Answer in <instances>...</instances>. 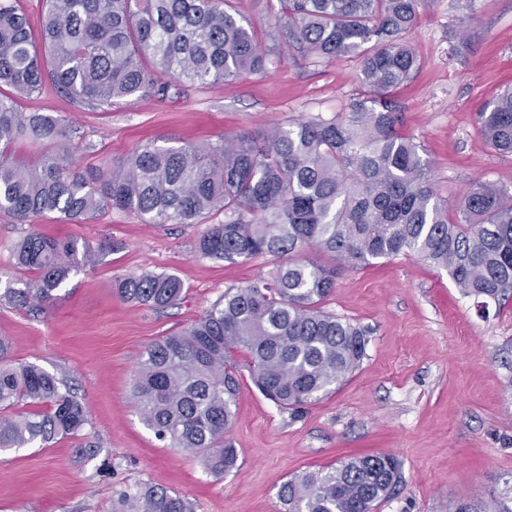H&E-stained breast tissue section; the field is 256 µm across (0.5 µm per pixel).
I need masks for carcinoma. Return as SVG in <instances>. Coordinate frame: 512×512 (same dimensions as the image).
Returning <instances> with one entry per match:
<instances>
[{"label":"carcinoma","mask_w":512,"mask_h":512,"mask_svg":"<svg viewBox=\"0 0 512 512\" xmlns=\"http://www.w3.org/2000/svg\"><path fill=\"white\" fill-rule=\"evenodd\" d=\"M40 42L16 0H0V211L22 223L55 213L86 222L107 207L146 224H203L196 250L237 264L263 256L277 268L228 288L187 329L148 345L131 395L143 425L164 446L199 454L222 476L238 460L225 439L235 418L240 382L235 355L252 366L254 385L294 418L366 356L367 331L322 310L346 269L412 254L448 271L466 297H512V188L474 183L455 204L432 188L421 146L397 132L387 99L418 61L405 41L419 0H279L288 47L333 59L356 53L367 97L346 117L290 121L208 148L147 144L121 164L94 175L73 169V149L93 150L60 116L22 112L17 99L45 83L80 104L112 107L168 93L164 76L198 85L264 71L263 49L230 0H43ZM484 140L512 153V89L479 115ZM20 139L49 147L38 166L17 162ZM103 247L29 233L15 245L17 266L31 278L0 279V299L44 303L73 264L95 261ZM130 302L163 310L184 283L144 273L117 285ZM0 336V410L21 401L48 406L30 416L0 415V450H19L76 435L84 405L56 375L11 359ZM400 479L389 454L352 457L282 483L288 512H374ZM112 512H193L182 496L150 484L128 486Z\"/></svg>","instance_id":"1"}]
</instances>
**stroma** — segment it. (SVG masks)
Segmentation results:
<instances>
[{
	"label": "stroma",
	"mask_w": 512,
	"mask_h": 512,
	"mask_svg": "<svg viewBox=\"0 0 512 512\" xmlns=\"http://www.w3.org/2000/svg\"><path fill=\"white\" fill-rule=\"evenodd\" d=\"M258 43L281 34L278 0H232ZM407 41L419 69L389 96L398 131L422 148L437 195L455 202L476 181L512 182V155L481 137L477 114L512 87V0H420ZM361 58L330 61L280 48L265 70L232 82H172L166 95L81 106L52 87L21 100L26 112L70 119L96 151L74 154L77 171L127 159L139 146L216 144L294 119L347 115L364 92ZM200 224H145L106 209L84 224L48 214L30 224L0 212V276L22 277L14 245L25 232L74 239L105 250L72 271L38 307L0 299V336L13 360L65 377L85 403L88 423L43 448L0 452V512H112L123 484L149 483L187 498L193 512H287L280 485L302 472L357 455L391 454L401 478L376 512H512V301L480 312L446 271L401 255L347 270L325 311L367 329L366 356L333 393L294 419L253 384L237 355L236 416L227 435L238 451L224 476L199 457L166 448L131 400L141 352L183 331L227 288L267 275L273 258L228 265L200 258ZM177 275L175 307L157 311L119 297L120 279Z\"/></svg>",
	"instance_id": "obj_1"
}]
</instances>
